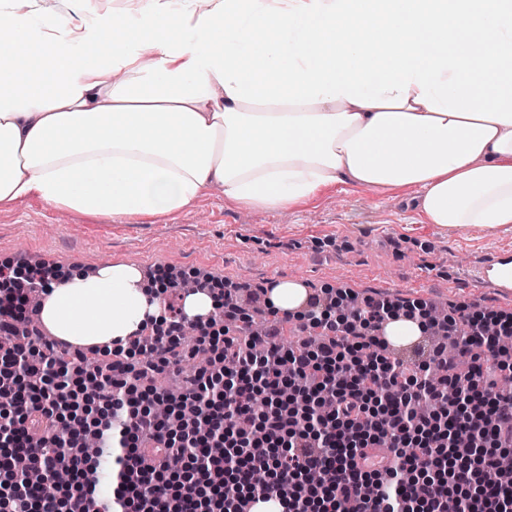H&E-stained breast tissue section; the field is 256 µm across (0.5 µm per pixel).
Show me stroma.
Returning a JSON list of instances; mask_svg holds the SVG:
<instances>
[{"instance_id": "1", "label": "stroma", "mask_w": 512, "mask_h": 512, "mask_svg": "<svg viewBox=\"0 0 512 512\" xmlns=\"http://www.w3.org/2000/svg\"><path fill=\"white\" fill-rule=\"evenodd\" d=\"M413 188L334 185L290 211L249 210L209 190L149 223L92 218L37 199L0 203V261L42 257L86 271L131 263L170 275L210 273L227 289L259 292L288 279L306 289L393 301L468 304L512 317V299L472 285V269L512 250V229L464 233L428 224Z\"/></svg>"}]
</instances>
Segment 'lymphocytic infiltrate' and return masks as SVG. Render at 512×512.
Listing matches in <instances>:
<instances>
[{
    "instance_id": "f902f5d3",
    "label": "lymphocytic infiltrate",
    "mask_w": 512,
    "mask_h": 512,
    "mask_svg": "<svg viewBox=\"0 0 512 512\" xmlns=\"http://www.w3.org/2000/svg\"><path fill=\"white\" fill-rule=\"evenodd\" d=\"M45 287L36 265L0 267V338L21 339L0 351V455L8 467L0 502L9 512H58L47 487L11 479L10 470L32 461L47 474L71 473L68 512L92 499L94 470L80 438L62 425L69 415L93 420L91 436L117 451L112 502L100 512H243L247 501L272 499L285 512H343L348 502L356 512H512V473L496 466L512 450V388L502 386L512 355L500 347L512 337L511 318H448L452 357L440 345L387 351L384 327L397 314L420 319L423 335L435 329L422 302L368 297L337 320L338 296L311 295L302 321L320 328L318 339L295 350L269 334L260 356L211 318L198 323L195 345L208 360L187 373L162 420L153 407L163 394L150 382L187 356L177 303H166L153 335L134 339L137 359L118 347L101 365L80 350L58 351L41 330L19 333L31 296ZM487 352L495 362L484 360ZM77 369L97 387L75 392ZM285 385L297 400H284ZM216 440L223 456L209 452ZM371 448L388 455L372 460ZM174 456L184 459L177 475L168 468ZM258 470L271 474L260 485L252 481ZM314 472L320 482H310Z\"/></svg>"
}]
</instances>
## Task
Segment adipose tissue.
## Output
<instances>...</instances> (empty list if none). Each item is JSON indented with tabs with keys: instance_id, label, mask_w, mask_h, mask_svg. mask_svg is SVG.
Listing matches in <instances>:
<instances>
[{
	"instance_id": "ef3b65f1",
	"label": "adipose tissue",
	"mask_w": 512,
	"mask_h": 512,
	"mask_svg": "<svg viewBox=\"0 0 512 512\" xmlns=\"http://www.w3.org/2000/svg\"><path fill=\"white\" fill-rule=\"evenodd\" d=\"M199 1L73 21L8 0L0 202L148 221L214 187L286 210L346 184L417 188L442 228L512 224V0ZM161 289L106 264L54 279L41 317L124 347Z\"/></svg>"
}]
</instances>
